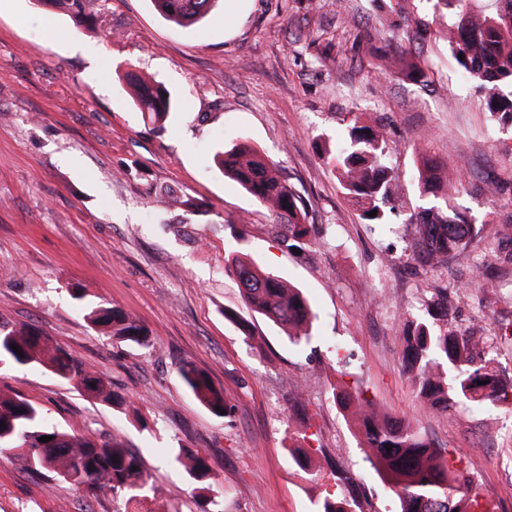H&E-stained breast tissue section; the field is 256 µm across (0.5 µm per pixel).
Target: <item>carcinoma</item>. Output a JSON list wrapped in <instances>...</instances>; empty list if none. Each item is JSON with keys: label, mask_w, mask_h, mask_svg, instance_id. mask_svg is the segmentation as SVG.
<instances>
[{"label": "carcinoma", "mask_w": 512, "mask_h": 512, "mask_svg": "<svg viewBox=\"0 0 512 512\" xmlns=\"http://www.w3.org/2000/svg\"><path fill=\"white\" fill-rule=\"evenodd\" d=\"M216 0H154L159 13L169 22L190 26L203 20ZM434 9L449 17L448 48L464 76L485 92L488 112L512 123V0H495V8L476 12L473 0H433ZM39 5L61 9L78 27L89 24L83 0H36ZM134 88V102L143 118L162 128L176 111L171 93L150 84L134 72L125 74ZM383 132L370 125L355 124L336 144L332 155L336 179L342 193L361 211L369 224H388L396 214L399 175L386 158ZM224 176L238 183L261 206L268 208L273 223L285 228L283 243L289 250H304L311 241L307 206L303 197L279 173L277 164L247 142H239L216 153ZM423 195L433 193L438 180L432 165L424 159L417 167ZM160 203L184 215L203 212L192 198L167 191ZM376 212L371 217L369 213ZM410 219L420 237L419 258L427 264L467 248L473 228L464 214L446 217L435 206H420ZM239 285L245 308L271 321L293 340L308 336L312 311L300 289L279 275L255 265L248 255L236 251L229 260ZM90 325L102 335L120 343L150 345L147 328L133 315L98 302L84 304ZM448 317V306L437 300L426 308V316L408 322L404 333L402 361L412 375L418 395L431 409L448 411L460 399L481 404L512 395V381L502 379L486 361H477L472 351L477 340L465 331L434 332L432 323ZM18 346L19 350L12 349ZM19 365H42L58 377L75 384L85 394L107 404L119 402L102 374L72 357L32 326L0 325V359ZM180 376L193 396L215 415L233 405L216 388L208 375L190 364L180 368ZM357 432L373 450L372 463L398 500L400 512H477L479 499L458 483V468L443 459L435 444L411 423L399 418H381L371 411L357 422ZM52 440L41 443L39 439ZM0 448L14 452L33 472H50L89 493L107 488L130 494L145 488L140 460L112 437H77L48 426L32 402L0 392ZM175 461L199 487L200 512H224L222 496L210 483L211 469L204 457L181 449ZM351 477L336 474L334 491L328 494L319 512H354L355 499L347 494Z\"/></svg>", "instance_id": "obj_1"}]
</instances>
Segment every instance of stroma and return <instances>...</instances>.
<instances>
[{
  "mask_svg": "<svg viewBox=\"0 0 512 512\" xmlns=\"http://www.w3.org/2000/svg\"><path fill=\"white\" fill-rule=\"evenodd\" d=\"M85 7L95 22L78 30L34 0H0V324L39 329L124 403L8 361L0 391L37 405L49 426L123 442L148 490L132 503L89 495L0 451V512H196L179 448L208 459L224 512H317L340 472L354 479L356 512H399L333 398L339 387L360 388L460 459L486 512H512V400L425 411L400 360L407 322L444 288L452 305L437 329L490 339L485 358L512 377V123L492 117L459 70L447 17L430 0H219L184 28L152 0ZM416 18L429 24L421 44ZM398 56L425 78L382 68ZM131 70L176 98L164 129L135 107ZM356 122L386 135L403 187L393 223H366L326 157ZM241 137L307 200L305 250L286 249L267 209L216 168L214 154ZM421 155L458 187L434 205L467 214L478 232L432 267L414 260L409 222ZM168 189L205 214L170 225L155 198ZM238 249L302 289L314 313L308 339L293 343L258 316L247 337L228 319L245 310L228 271ZM75 284L139 318L150 346L94 330L69 294ZM185 362L223 388L233 419L195 399L179 376ZM298 446L311 468L295 464Z\"/></svg>",
  "mask_w": 512,
  "mask_h": 512,
  "instance_id": "1",
  "label": "stroma"
}]
</instances>
